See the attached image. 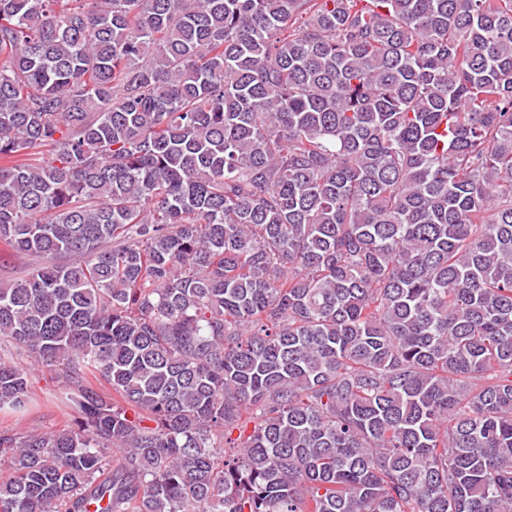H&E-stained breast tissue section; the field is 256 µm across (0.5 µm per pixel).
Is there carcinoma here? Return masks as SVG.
I'll return each mask as SVG.
<instances>
[{"label": "carcinoma", "mask_w": 512, "mask_h": 512, "mask_svg": "<svg viewBox=\"0 0 512 512\" xmlns=\"http://www.w3.org/2000/svg\"><path fill=\"white\" fill-rule=\"evenodd\" d=\"M0 241V512H512V0H0ZM41 259L33 255L20 256L0 242V269L2 278L19 277L30 267L40 263ZM64 383L57 367L33 366L29 372L32 407L26 412L0 411V431L23 432L31 429L51 431L75 427L77 414L62 398Z\"/></svg>", "instance_id": "carcinoma-1"}]
</instances>
